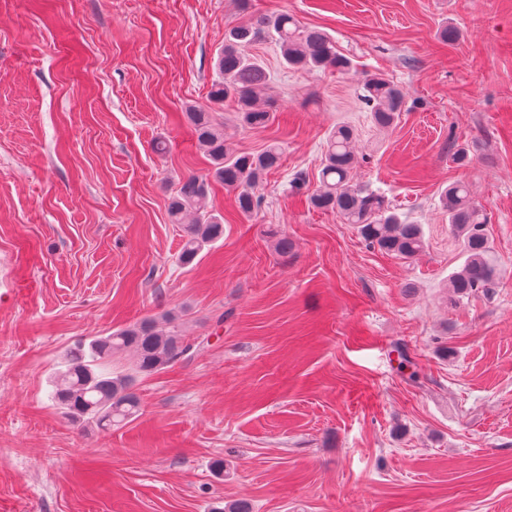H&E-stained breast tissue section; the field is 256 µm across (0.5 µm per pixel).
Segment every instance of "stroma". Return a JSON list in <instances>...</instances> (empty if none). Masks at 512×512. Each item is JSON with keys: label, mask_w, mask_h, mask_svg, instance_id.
<instances>
[{"label": "stroma", "mask_w": 512, "mask_h": 512, "mask_svg": "<svg viewBox=\"0 0 512 512\" xmlns=\"http://www.w3.org/2000/svg\"><path fill=\"white\" fill-rule=\"evenodd\" d=\"M252 8L325 32L351 68L251 46L276 119L241 127L229 102L218 118L236 151L278 142L281 165L249 218L213 185L224 236L184 264L168 202L208 169L184 112L234 0H0V512H512V0ZM367 72L405 93L390 128L360 100ZM340 125L354 183L422 225L414 259L309 206ZM457 181L490 218V296L448 287ZM168 312L197 348L138 379L132 421L62 413L51 381L76 341Z\"/></svg>", "instance_id": "stroma-1"}]
</instances>
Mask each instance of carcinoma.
<instances>
[{
	"instance_id": "obj_1",
	"label": "carcinoma",
	"mask_w": 512,
	"mask_h": 512,
	"mask_svg": "<svg viewBox=\"0 0 512 512\" xmlns=\"http://www.w3.org/2000/svg\"><path fill=\"white\" fill-rule=\"evenodd\" d=\"M245 19L224 29V45L214 58L216 79L208 103L190 106L185 112L191 132L210 160L206 176L183 178L172 197L168 213L172 223L182 225L183 243L179 260L191 263L208 245L224 236V215L209 200L210 182L235 192L238 212L246 217L262 205L257 189L263 176L278 166L282 149L272 143L258 153L237 152L224 140V124L216 112L230 100L238 123L247 128L267 127L275 113L264 101L270 76L260 60L248 53L255 42L268 40L279 46L284 64L307 70L334 69L344 72L349 61L337 54L333 40L316 29H303L286 12L266 15L252 11L251 0H237ZM361 98L370 107L374 122L392 126L405 110L403 91L390 80L373 74L361 84ZM353 130L341 125L327 143L322 160L321 181L312 192L313 207L336 213L344 223L357 227L368 244L400 259H412L424 249L421 225L408 224L391 209L380 193L352 183L355 164ZM448 224L460 240L465 261L449 278V287L459 297L477 293L490 295L498 287L497 273L489 259L488 218L462 182L448 186L442 194ZM166 329L146 317L118 328L106 336H93L67 351L63 368L53 381V398L73 418L87 417L103 429L124 424L139 410L134 390L138 377L173 366L193 349L185 341L176 318L166 315ZM125 353L134 357L130 371L112 370V360Z\"/></svg>"
}]
</instances>
